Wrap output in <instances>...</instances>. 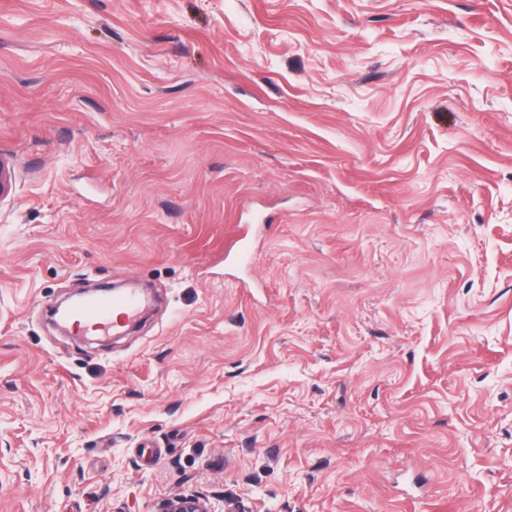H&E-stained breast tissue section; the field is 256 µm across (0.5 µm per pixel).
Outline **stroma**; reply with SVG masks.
<instances>
[{"mask_svg":"<svg viewBox=\"0 0 512 512\" xmlns=\"http://www.w3.org/2000/svg\"><path fill=\"white\" fill-rule=\"evenodd\" d=\"M2 156L0 512H512V0H0ZM140 299L133 292L112 294L111 292L101 293L88 305L78 311L76 315L82 320L91 322L97 330H102L108 335L119 332L128 323L134 321L140 312ZM118 312L117 320L112 319V314ZM160 512H209L196 496H175L163 502Z\"/></svg>","mask_w":512,"mask_h":512,"instance_id":"35a3bbf8","label":"stroma"}]
</instances>
